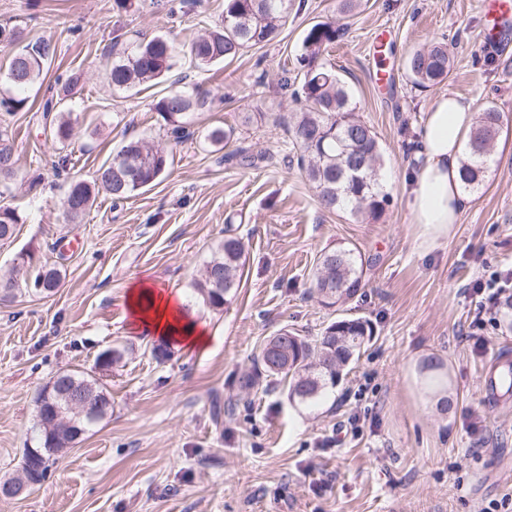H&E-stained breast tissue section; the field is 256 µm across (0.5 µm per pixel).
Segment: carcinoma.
Returning a JSON list of instances; mask_svg holds the SVG:
<instances>
[{"label":"carcinoma","instance_id":"1","mask_svg":"<svg viewBox=\"0 0 512 512\" xmlns=\"http://www.w3.org/2000/svg\"><path fill=\"white\" fill-rule=\"evenodd\" d=\"M288 21V0H224V12L213 26L195 37L188 48L190 63L203 68L233 60L246 49L262 47L276 39ZM345 27L334 21L317 22L307 31L301 44L298 62L300 86L295 100L300 111L279 114L277 125L290 140L299 170L314 186L320 208L327 213L345 210L355 216L380 215L388 203V194L380 182L384 161L377 135L356 112L345 82L335 70L321 62L323 51L336 43ZM16 46L5 70H0V112L7 115L25 108L27 100L14 91L32 86L56 54L55 44L45 38L26 40L20 28L0 24V35ZM180 49L163 35L133 40L112 60L109 82L116 90H130L160 80L171 73L181 59ZM407 73L417 85H435L448 78L452 62L447 47L438 41L413 52L405 62ZM77 78L57 80L42 105V119L49 122L52 141L63 145L72 137L69 114L61 110ZM209 94L196 84L173 89L154 104L167 126V136L177 146L195 134V115L209 108ZM503 126V115L493 107L478 113L477 123L467 144L462 182L466 187L482 182L488 167L493 142ZM236 127L216 126L208 130L206 140L224 151V162L240 168L255 167L265 156L237 145ZM172 152L141 139H131L112 153L96 171L90 182L71 180L64 209L71 221L82 218L103 192L112 203L129 199L160 179L170 164ZM14 142L8 127L0 125V186L14 175ZM21 223L18 211L0 206V240L11 238ZM13 276L0 282V300L15 297V292L50 295L60 282L61 269L56 260L32 252H21L14 260ZM246 264L241 239L225 230L203 264L193 290L202 305L222 310L236 296ZM364 264L352 248H340L322 254L316 268L313 288L320 303L328 308L344 305L357 297L362 288ZM373 335L371 323L361 317H342L329 322L316 338L309 340L286 329L274 338L285 350L281 362L268 359L270 341H265L253 357L254 374L247 376L243 387L251 388L255 375L263 374L283 382L292 402L317 400L329 387L336 386L339 372L360 353ZM81 388L90 412L77 415L67 407L62 391L66 384ZM39 398L48 412L63 413L52 430L41 428L40 458L33 463L24 456L22 473L5 482L23 484L36 478L46 479L57 456L72 442L85 435L112 410V398L99 378L78 371H64L52 376L41 389Z\"/></svg>","mask_w":512,"mask_h":512}]
</instances>
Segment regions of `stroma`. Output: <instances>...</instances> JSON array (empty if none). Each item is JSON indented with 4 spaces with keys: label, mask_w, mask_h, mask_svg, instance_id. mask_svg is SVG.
<instances>
[{
    "label": "stroma",
    "mask_w": 512,
    "mask_h": 512,
    "mask_svg": "<svg viewBox=\"0 0 512 512\" xmlns=\"http://www.w3.org/2000/svg\"><path fill=\"white\" fill-rule=\"evenodd\" d=\"M170 5L139 0L120 13L113 0H0V22L56 45L43 87L81 75L65 104L73 135L64 150L40 121L41 96L7 118L17 164L4 201L22 221L0 240V274L19 252L48 253L62 237L80 245L67 253L52 295L0 302V479L20 469L26 449L40 447L35 400L53 375L92 371L111 346L134 349L104 378L111 412L44 482L0 499V512H480L512 499V398L489 399L482 378L492 357L512 350V285L499 298L500 321L472 324L475 281L512 270V35L486 45L487 0H357L345 14L340 0H290L287 23L267 46L229 64L181 66L217 104L198 114L194 138L176 149L163 178L117 206L97 198L69 222L53 174L60 154L72 159V176L89 181L122 140L166 143L151 104L171 82L118 91L102 59L139 33L187 44L224 10V0H200L186 14ZM331 20L345 34L322 59L346 82L384 159L390 203L376 221L322 211L270 118L297 109L281 80L299 71L307 28ZM384 27L393 32L394 70L380 87L368 45ZM433 40L447 45L453 68L440 84L414 86L403 63ZM444 93L494 106L504 126L488 178L469 192L448 239L425 249L408 205L409 145ZM246 112L252 120L241 137L269 160L232 168L204 135L239 124ZM36 175L46 185L38 196L27 191ZM229 228L247 261L236 298L213 312L192 284ZM339 247L358 249L366 263L365 286L346 309L370 321L371 339L312 405H296L280 389L242 393L239 379L268 336L283 328L315 336L337 318L312 289L320 254ZM141 278L180 290L196 318L208 320L205 348L152 359L151 340L130 334L125 307L127 286ZM423 362L448 377L445 410L422 399L415 371ZM353 410L365 418L356 432L347 423Z\"/></svg>",
    "instance_id": "1"
}]
</instances>
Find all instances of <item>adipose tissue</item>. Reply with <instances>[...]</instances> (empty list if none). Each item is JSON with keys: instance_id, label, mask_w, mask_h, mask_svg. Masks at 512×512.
Segmentation results:
<instances>
[{"instance_id": "adipose-tissue-1", "label": "adipose tissue", "mask_w": 512, "mask_h": 512, "mask_svg": "<svg viewBox=\"0 0 512 512\" xmlns=\"http://www.w3.org/2000/svg\"><path fill=\"white\" fill-rule=\"evenodd\" d=\"M474 123L468 102L440 95L430 104L413 147L416 168L407 181L412 222L422 246L431 247L448 237L467 199L461 190V151ZM131 331L186 349H201L209 342L206 322L187 316L183 296L157 283L140 279L126 292Z\"/></svg>"}]
</instances>
